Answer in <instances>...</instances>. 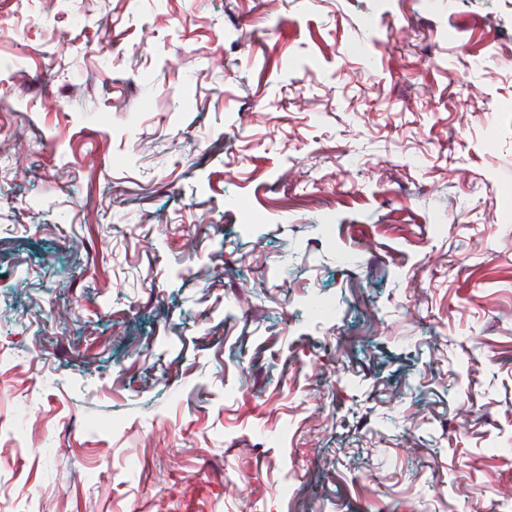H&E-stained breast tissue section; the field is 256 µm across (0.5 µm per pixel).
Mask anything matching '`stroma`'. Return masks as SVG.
Masks as SVG:
<instances>
[{"label": "stroma", "instance_id": "1", "mask_svg": "<svg viewBox=\"0 0 512 512\" xmlns=\"http://www.w3.org/2000/svg\"><path fill=\"white\" fill-rule=\"evenodd\" d=\"M0 512H512V0H0Z\"/></svg>", "mask_w": 512, "mask_h": 512}]
</instances>
